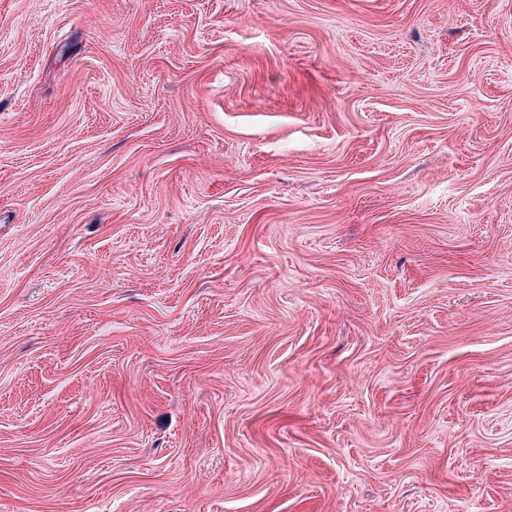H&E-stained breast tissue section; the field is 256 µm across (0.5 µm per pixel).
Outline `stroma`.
<instances>
[{"mask_svg":"<svg viewBox=\"0 0 512 512\" xmlns=\"http://www.w3.org/2000/svg\"><path fill=\"white\" fill-rule=\"evenodd\" d=\"M0 512H512V0H0Z\"/></svg>","mask_w":512,"mask_h":512,"instance_id":"obj_1","label":"stroma"}]
</instances>
